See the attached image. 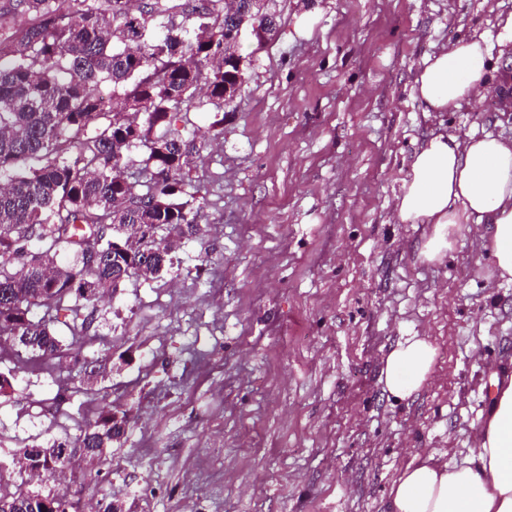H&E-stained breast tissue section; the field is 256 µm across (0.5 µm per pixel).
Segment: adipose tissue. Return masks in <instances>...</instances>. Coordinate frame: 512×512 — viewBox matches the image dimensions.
Segmentation results:
<instances>
[{
	"mask_svg": "<svg viewBox=\"0 0 512 512\" xmlns=\"http://www.w3.org/2000/svg\"><path fill=\"white\" fill-rule=\"evenodd\" d=\"M512 56V17L497 44L485 36L457 39L427 55L414 79L424 112L480 107L489 93L493 55ZM399 224H429L420 254L444 256L461 224H484L483 246L502 280L512 282V141L493 133L434 134L412 154L394 195ZM436 359L423 336H406L389 351L382 369L386 391L407 400L419 393ZM490 415L469 455L449 464L413 458L389 490V512H512V380L496 386Z\"/></svg>",
	"mask_w": 512,
	"mask_h": 512,
	"instance_id": "obj_1",
	"label": "adipose tissue"
}]
</instances>
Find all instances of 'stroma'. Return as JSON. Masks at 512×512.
<instances>
[{
  "mask_svg": "<svg viewBox=\"0 0 512 512\" xmlns=\"http://www.w3.org/2000/svg\"><path fill=\"white\" fill-rule=\"evenodd\" d=\"M320 19L296 30L304 4ZM278 33L243 36L245 83L223 125L204 97L187 116L200 233L158 278L55 314L47 358L0 342V477L21 448L73 437L104 409L125 434L44 491L123 512H386L414 456L460 461L512 378V282L460 225L428 262V224H397L394 193L436 126L512 139L502 74L481 107L427 117L424 58L472 34L497 41L512 0H270ZM437 349L429 382L389 396L386 355L405 336ZM95 367L85 375L82 362Z\"/></svg>",
  "mask_w": 512,
  "mask_h": 512,
  "instance_id": "stroma-1",
  "label": "stroma"
}]
</instances>
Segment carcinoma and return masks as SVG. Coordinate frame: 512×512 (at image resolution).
<instances>
[{"label":"carcinoma","mask_w":512,"mask_h":512,"mask_svg":"<svg viewBox=\"0 0 512 512\" xmlns=\"http://www.w3.org/2000/svg\"><path fill=\"white\" fill-rule=\"evenodd\" d=\"M249 25L277 32L275 14L252 0H13L0 7V337L54 356L51 319L78 299L111 294L134 277H158L181 241L199 231L201 207L187 190L183 106L207 89L224 108L243 82L244 58L224 41ZM112 87L104 112L102 85ZM100 230L98 259L79 251ZM72 247L76 260L57 261ZM30 255L26 267L15 261ZM127 420L103 410L73 443L24 448L28 476L61 467L64 451L99 458ZM0 512H66V498L26 480L0 487Z\"/></svg>","instance_id":"1"}]
</instances>
